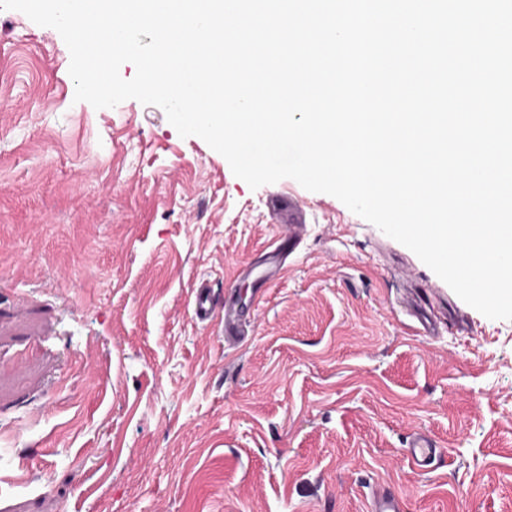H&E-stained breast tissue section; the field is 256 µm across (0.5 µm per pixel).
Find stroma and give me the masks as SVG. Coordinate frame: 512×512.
I'll return each mask as SVG.
<instances>
[{"label":"stroma","instance_id":"1","mask_svg":"<svg viewBox=\"0 0 512 512\" xmlns=\"http://www.w3.org/2000/svg\"><path fill=\"white\" fill-rule=\"evenodd\" d=\"M53 28L0 10V512H512V321L295 180L250 189L128 99L75 101ZM304 226L260 285L281 229ZM259 291L247 341L193 289ZM452 305L416 336L406 289ZM444 448L428 468L413 430ZM270 209L273 215L276 218V221L280 226L288 227L289 235H281L279 238V243L274 249V253L284 258L283 261H280L275 265V269L268 276V281L276 280L277 278H281L285 271V260L288 256L286 251L288 250V244L290 245L291 252L299 245L301 241V225L300 223H295L296 219L294 217L295 207L294 202L291 197L284 194H276L270 199ZM288 215V221L290 223H282L283 217ZM191 309L193 319L204 327H208L217 318V314L222 312L225 347H237L249 336L251 313L247 315L244 310L237 312L234 307L223 305L206 284L194 288ZM370 512H404V500L392 493L390 488L377 485L370 495Z\"/></svg>","mask_w":512,"mask_h":512}]
</instances>
